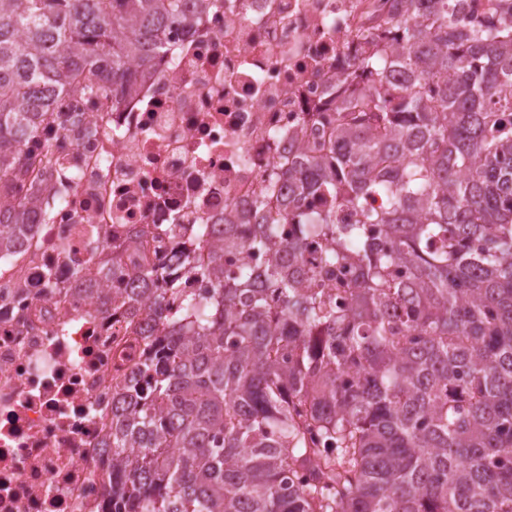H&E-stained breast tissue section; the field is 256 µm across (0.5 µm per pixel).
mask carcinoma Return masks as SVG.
Wrapping results in <instances>:
<instances>
[{"instance_id":"1","label":"carcinoma","mask_w":512,"mask_h":512,"mask_svg":"<svg viewBox=\"0 0 512 512\" xmlns=\"http://www.w3.org/2000/svg\"><path fill=\"white\" fill-rule=\"evenodd\" d=\"M206 3L0 0V249L33 234L56 165L25 146L91 131L58 98L121 100ZM463 4L375 6L381 46L353 64L373 83L312 113L320 141L278 161L255 214L194 225L185 277L207 294L112 255L147 331L145 387L102 444L122 512H512V0ZM244 252L255 279L224 273ZM342 262L343 304L322 285Z\"/></svg>"}]
</instances>
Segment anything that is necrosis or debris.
Returning <instances> with one entry per match:
<instances>
[{
	"label": "necrosis or debris",
	"mask_w": 512,
	"mask_h": 512,
	"mask_svg": "<svg viewBox=\"0 0 512 512\" xmlns=\"http://www.w3.org/2000/svg\"><path fill=\"white\" fill-rule=\"evenodd\" d=\"M367 0H211L91 134L56 125L50 218L0 262V512H110L116 394L140 384L143 340L79 275L112 267L131 228L226 224L276 162L312 139L362 46Z\"/></svg>",
	"instance_id": "obj_1"
}]
</instances>
